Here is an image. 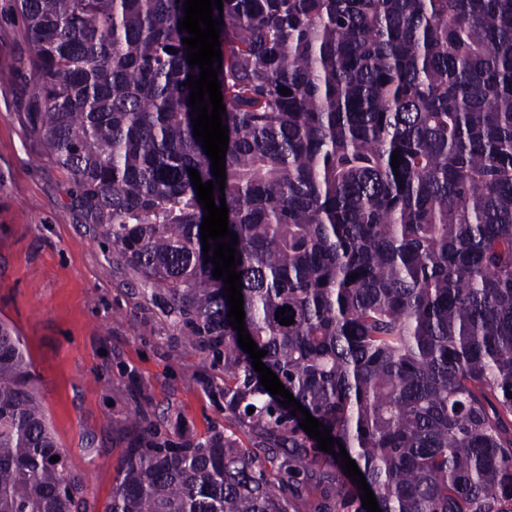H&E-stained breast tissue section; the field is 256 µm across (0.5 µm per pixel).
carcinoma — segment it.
Returning a JSON list of instances; mask_svg holds the SVG:
<instances>
[{"label": "carcinoma", "mask_w": 512, "mask_h": 512, "mask_svg": "<svg viewBox=\"0 0 512 512\" xmlns=\"http://www.w3.org/2000/svg\"><path fill=\"white\" fill-rule=\"evenodd\" d=\"M19 2L33 131L188 347L224 345V433L127 449L106 512H367L204 262L185 0ZM222 3V192L261 362L382 512H512V0ZM30 367L0 324V512H92Z\"/></svg>", "instance_id": "1"}]
</instances>
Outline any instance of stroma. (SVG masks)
I'll return each instance as SVG.
<instances>
[{
    "mask_svg": "<svg viewBox=\"0 0 512 512\" xmlns=\"http://www.w3.org/2000/svg\"><path fill=\"white\" fill-rule=\"evenodd\" d=\"M0 72V323L21 336L68 466L104 512L136 416L176 443L223 431L224 365L185 346L166 296L116 269L81 190L32 132L33 44L16 0H0Z\"/></svg>",
    "mask_w": 512,
    "mask_h": 512,
    "instance_id": "stroma-1",
    "label": "stroma"
}]
</instances>
